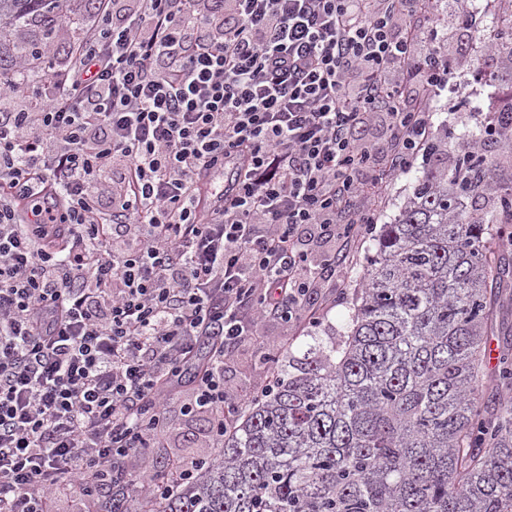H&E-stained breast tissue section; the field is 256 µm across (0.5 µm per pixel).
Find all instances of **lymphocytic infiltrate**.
<instances>
[{
  "instance_id": "lymphocytic-infiltrate-1",
  "label": "lymphocytic infiltrate",
  "mask_w": 512,
  "mask_h": 512,
  "mask_svg": "<svg viewBox=\"0 0 512 512\" xmlns=\"http://www.w3.org/2000/svg\"><path fill=\"white\" fill-rule=\"evenodd\" d=\"M434 0H97L76 59L0 107V512L97 498L183 408L219 446L247 396L226 350L317 324L344 277L305 238L363 239L414 165L450 68ZM380 124L378 140L358 137ZM230 170L224 187L211 176Z\"/></svg>"
}]
</instances>
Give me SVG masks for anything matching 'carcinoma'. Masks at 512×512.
<instances>
[{
  "mask_svg": "<svg viewBox=\"0 0 512 512\" xmlns=\"http://www.w3.org/2000/svg\"><path fill=\"white\" fill-rule=\"evenodd\" d=\"M60 0H0V86L30 60L39 78ZM512 76V18L490 24ZM14 30L34 38L5 41ZM512 226V181L479 157L417 178L373 235L340 342L311 337L269 359L271 379L239 412L196 480L105 512H512V342L503 336L512 260L493 246Z\"/></svg>",
  "mask_w": 512,
  "mask_h": 512,
  "instance_id": "cac0c4a2",
  "label": "carcinoma"
}]
</instances>
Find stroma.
Segmentation results:
<instances>
[{"instance_id": "1", "label": "stroma", "mask_w": 512, "mask_h": 512, "mask_svg": "<svg viewBox=\"0 0 512 512\" xmlns=\"http://www.w3.org/2000/svg\"><path fill=\"white\" fill-rule=\"evenodd\" d=\"M463 0H438L440 19L439 47L451 66L450 86L434 101L431 126L432 138L447 137L448 157L456 159L459 149L457 135L446 134L447 126L466 125L478 129L484 114L501 94V83L485 82L479 70L483 60L492 51L490 33L486 26L466 31L459 27L457 16ZM373 247L371 238H364L351 250L346 265V281L323 288L318 304L324 309L317 326L290 327L280 319L265 318L255 323L249 336L243 337L228 352L224 360V379L235 391H251L265 384L268 372L266 358L285 349L301 353L310 334L324 338L340 337L349 319L347 302L356 286V280ZM170 426L163 432L155 447L126 460L124 469L132 476L153 470L163 462L182 458L192 460L211 453L208 440L209 418L202 413L183 414L179 406H172Z\"/></svg>"}]
</instances>
